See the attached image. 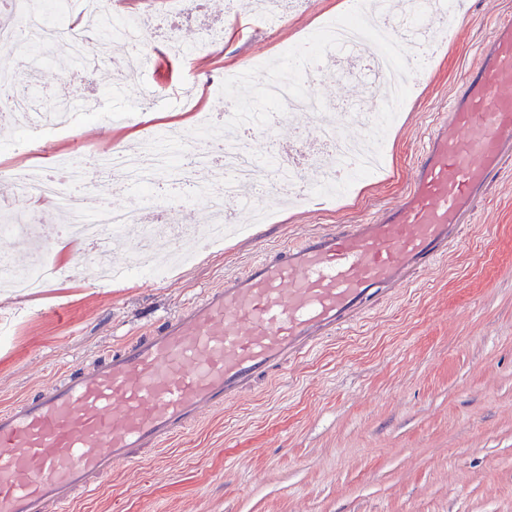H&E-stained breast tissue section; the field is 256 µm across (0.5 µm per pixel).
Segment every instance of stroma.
<instances>
[{
    "instance_id": "35a3bbf8",
    "label": "stroma",
    "mask_w": 512,
    "mask_h": 512,
    "mask_svg": "<svg viewBox=\"0 0 512 512\" xmlns=\"http://www.w3.org/2000/svg\"><path fill=\"white\" fill-rule=\"evenodd\" d=\"M342 2L288 0L279 21L257 26L234 21L227 0H195L185 22L160 0H126L125 13L146 20L139 45L146 69L116 70L122 53L106 51L95 38L86 54L97 67L85 82L62 87L55 79L62 66L42 61L28 88L35 104L77 90L94 114L27 132L0 117V168L47 167L61 153L85 163L89 148L120 146L146 129L172 128L186 141L200 111L223 126L225 98L254 97L267 79L259 71L250 86L228 91L226 72L275 61L336 16ZM508 11L512 0H457L456 25L390 135L388 176L362 182L349 202L266 196L271 221L252 224L238 213L247 232L202 246L191 262L171 265L158 250L156 263L169 269L161 281L135 276L99 285L87 247L48 239L62 266L43 292L9 295L0 287V405L223 283L262 248L356 223L395 201L429 125L447 111L461 73L478 59L495 14ZM206 33L220 43L191 61L168 46L172 39L195 45ZM193 77L197 110H177L181 83ZM147 88L161 91L157 108L140 106ZM323 119L337 115L274 123L252 149L261 157L306 143ZM215 187V173L205 167L188 183L159 180L151 197L115 174L93 179L78 199L90 213L106 202L148 218L163 204L168 231L197 232L210 216L205 192ZM74 512H512V177L493 185L460 247L377 314L271 385L205 414L161 452L147 451L139 465L115 470L78 498Z\"/></svg>"
}]
</instances>
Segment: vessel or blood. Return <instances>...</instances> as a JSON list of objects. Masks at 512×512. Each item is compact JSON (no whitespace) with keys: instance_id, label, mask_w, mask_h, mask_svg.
I'll return each instance as SVG.
<instances>
[{"instance_id":"1","label":"vessel or blood","mask_w":512,"mask_h":512,"mask_svg":"<svg viewBox=\"0 0 512 512\" xmlns=\"http://www.w3.org/2000/svg\"><path fill=\"white\" fill-rule=\"evenodd\" d=\"M511 164L507 12L430 129L399 200L263 251L93 364L1 407L0 512H73L115 467L315 354L446 257Z\"/></svg>"}]
</instances>
